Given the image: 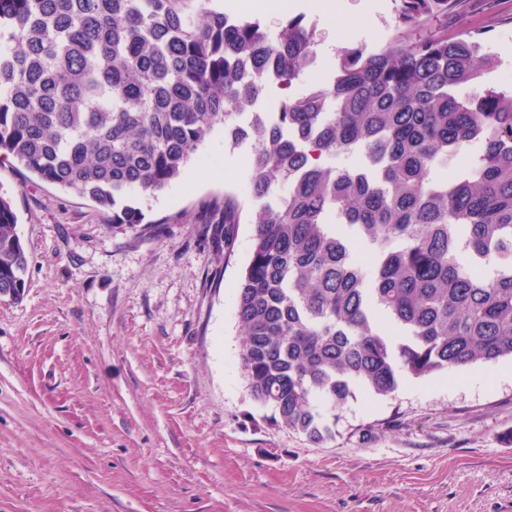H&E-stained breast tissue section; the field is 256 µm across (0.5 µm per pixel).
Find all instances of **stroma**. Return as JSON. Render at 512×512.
<instances>
[{
  "label": "stroma",
  "instance_id": "obj_1",
  "mask_svg": "<svg viewBox=\"0 0 512 512\" xmlns=\"http://www.w3.org/2000/svg\"><path fill=\"white\" fill-rule=\"evenodd\" d=\"M273 2L271 32L296 15L317 29L295 94L330 82L341 48L396 33L394 0ZM442 23L496 57L469 93L512 88V0H458ZM250 155L216 127L179 180L136 198L135 226L0 163L30 260L22 299L0 297V512H512L511 360L357 394L320 445L253 400L236 316ZM228 196L240 222L221 248L199 229Z\"/></svg>",
  "mask_w": 512,
  "mask_h": 512
}]
</instances>
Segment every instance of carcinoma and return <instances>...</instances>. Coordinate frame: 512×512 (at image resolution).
I'll list each match as a JSON object with an SVG mask.
<instances>
[{"instance_id": "obj_1", "label": "carcinoma", "mask_w": 512, "mask_h": 512, "mask_svg": "<svg viewBox=\"0 0 512 512\" xmlns=\"http://www.w3.org/2000/svg\"><path fill=\"white\" fill-rule=\"evenodd\" d=\"M183 3L0 0V157L135 225L132 195L178 179L216 127L252 142L251 196L284 193L258 212L238 288L240 365L253 399L315 443L357 392L512 359V90L464 92L494 57L478 36L430 28L457 0H395L392 41L341 49L332 82L275 112L254 108L316 63L315 27L288 17L273 37ZM472 142L473 162L437 175ZM341 154L363 163L327 162ZM237 223L226 197L201 232L221 245ZM16 224L0 196L12 299L29 265Z\"/></svg>"}]
</instances>
